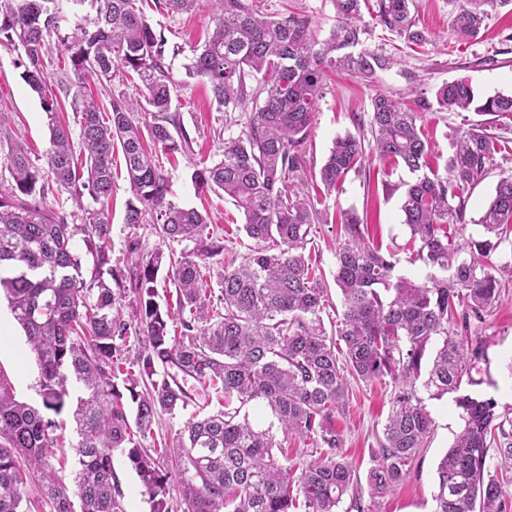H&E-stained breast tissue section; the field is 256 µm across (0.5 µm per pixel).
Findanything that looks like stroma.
<instances>
[{
	"label": "stroma",
	"instance_id": "35a3bbf8",
	"mask_svg": "<svg viewBox=\"0 0 512 512\" xmlns=\"http://www.w3.org/2000/svg\"><path fill=\"white\" fill-rule=\"evenodd\" d=\"M291 10L310 19L320 37L328 36L335 19L333 0H265V12L269 16L277 18ZM452 10L451 0H416L419 25L425 29L428 41L412 48L376 25L370 16H363L364 47L397 57V65L380 73L372 83L345 73L333 75L318 102L306 148V165L310 176L308 191L328 213L327 223L316 228L310 253L323 272L328 292V305L323 312L325 323L335 321L340 306L334 274L336 224L341 212L354 209L364 214L375 243L399 248L400 274L420 279L425 273L421 264L408 263L405 249L411 234L402 204L406 184L416 179L414 173L369 154L360 170L350 172L336 191H326L319 180V171L335 138L359 132L360 122L367 119L376 95L383 94L408 105L420 102L419 123L431 144L429 161L435 168L444 167L452 154L458 130L482 124L502 136L494 170L468 194L465 224L457 229L458 239L481 238L478 221L484 207L500 177L512 174V116L446 112L436 102L438 88L456 79L468 80L480 99L497 93L512 95V2L487 7L479 37L467 42L458 41L449 31ZM143 11L152 26L164 31L169 44L181 49L178 56L169 60L171 77L177 86L170 113L188 134L190 147L175 153L164 150L157 153L158 163L171 184V199L186 208L206 207L209 229L223 239L225 257H243L254 242L243 230L242 213L230 198L202 193L191 179L199 163L210 166L219 162L224 154L226 133L239 131L238 126H225L224 115L218 111L206 83L189 77L184 69L192 47L203 44L213 28L211 14L201 5L191 12L171 16L157 10L153 0H145ZM0 111L9 114L14 138L27 144L33 160L45 164L50 136L40 98L23 80L17 52L3 46H0ZM113 157L115 183L105 211L112 225V258L117 261L123 257L127 236L124 215L131 192L122 152L114 151ZM491 263L500 268L505 285L485 323L477 330L485 342L486 358L472 371L477 381L472 391L494 398L499 412L512 419V372L507 369L512 363V244L503 243L492 255ZM0 322L6 325L5 333L0 335V372L8 377L17 399L40 404L35 356L2 296ZM348 387L347 410L337 417L336 426L344 438L345 455L364 473L372 464L376 436L388 416L392 386L382 381L368 385L352 381ZM428 408L435 423L434 433L419 456L416 473L380 498L374 512H433L436 466L459 431L461 421L452 396L429 400Z\"/></svg>",
	"mask_w": 512,
	"mask_h": 512
}]
</instances>
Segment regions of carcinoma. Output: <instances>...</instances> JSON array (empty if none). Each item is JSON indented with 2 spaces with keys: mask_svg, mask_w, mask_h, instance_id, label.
<instances>
[{
  "mask_svg": "<svg viewBox=\"0 0 512 512\" xmlns=\"http://www.w3.org/2000/svg\"><path fill=\"white\" fill-rule=\"evenodd\" d=\"M141 0H0V46L20 52L22 78L41 99L50 131L46 166L36 165L9 134L0 113V148L13 183L0 191V291L25 332L40 370L42 405L16 398L0 371V512H24L30 484L52 512H125L112 453L120 451L138 477L151 512H173L170 466L180 479V512H338L352 496L355 512L411 477L433 430L426 399L454 395L460 432L440 458L433 512H512L505 486L512 481V433L497 403L461 393L476 385L471 366L486 358L473 334L497 301L501 282L491 253L512 224V175L503 176L486 204L482 238L457 241L465 223L467 191L495 165L499 136L482 126L457 132L444 172L407 185L402 204L414 241L408 263H421L424 280L397 273L399 254L382 251L354 211L338 224L334 282L341 310L328 330L322 318L327 289L305 256L308 236L324 223L307 192L305 153L318 101L330 73L343 69L372 82L396 64L362 46L361 10L378 25L414 44V0H333L336 23L321 39L312 22L290 13L263 15L264 0H205L214 29L192 49L189 74L205 81L224 112H245L236 136L224 139L220 162L193 172L195 185L229 197L256 243L239 265L220 266V295L204 288L202 267L224 255L210 234L206 210L169 199L170 183L157 165L156 148L189 145L174 139L171 80L164 33L142 12ZM200 0H159L166 12L194 10ZM87 3L91 17L78 16ZM485 11L460 3L451 30L460 40L479 36ZM64 51L74 80L111 83L116 73L137 75L143 100L103 88L108 108L93 99L74 106L84 162L76 157L64 102L48 87L47 65ZM448 112L512 114V96L476 101L464 80L436 94ZM419 113L378 95L368 119L372 140L347 133L333 143L319 171L331 191L359 167L366 150L412 172L426 165L429 145ZM120 145L132 200L122 265L112 268V224L104 204L112 195L113 152ZM67 192L85 214L68 223L29 202L48 182ZM150 224L165 244L192 242L169 261L175 301L160 303L154 287L164 254L145 257L136 230ZM95 258L94 277H82L75 236ZM134 294L131 314L122 302ZM142 337L133 356L130 336ZM123 376L124 390L115 379ZM193 379L216 395L218 409L204 412L185 386ZM363 384L389 379L394 390L365 476L344 454L336 416L348 405V379ZM83 395L71 403L69 383ZM255 405V420L242 409ZM72 410L75 469L65 481L64 426L55 419ZM163 415L184 418L171 446L150 454L141 442ZM311 440L315 456L297 468L278 457L277 433ZM369 502H364L362 489Z\"/></svg>",
  "mask_w": 512,
  "mask_h": 512,
  "instance_id": "obj_1",
  "label": "carcinoma"
}]
</instances>
